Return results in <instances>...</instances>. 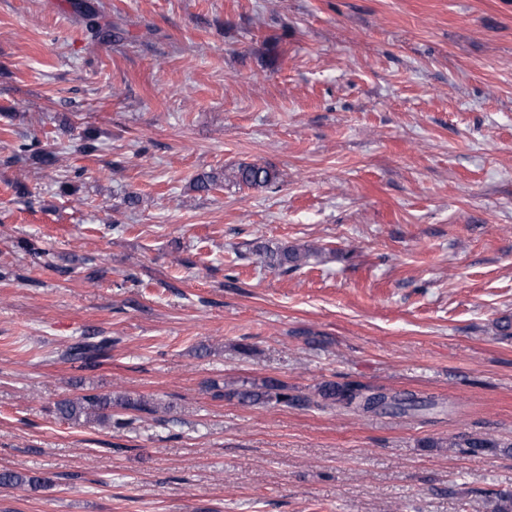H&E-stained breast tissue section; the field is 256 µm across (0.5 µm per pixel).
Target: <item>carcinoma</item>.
Instances as JSON below:
<instances>
[{
	"label": "carcinoma",
	"instance_id": "carcinoma-1",
	"mask_svg": "<svg viewBox=\"0 0 512 512\" xmlns=\"http://www.w3.org/2000/svg\"><path fill=\"white\" fill-rule=\"evenodd\" d=\"M84 19L87 30L93 38L98 37L106 28V25L100 21L97 11L88 4L84 6ZM18 151L21 155L29 152L39 157L41 162L47 164L52 162L53 159V154L40 147L36 140L21 144ZM231 179L236 184L249 188H266L276 182L278 174L267 166L244 163L234 169ZM258 251L265 254L266 263L273 269H286L306 257V253L295 247H284L273 251L264 246L258 248ZM111 353L112 337L82 336L62 352L61 358L78 363L82 368H88L110 357ZM226 396L235 398L242 404H283L303 408L311 405L340 403L365 410L367 404L379 397V394L355 382L340 384L328 381L319 386L315 395L310 396L301 392L290 393L287 386L275 380H266L259 386L230 391L226 393ZM114 405L149 414L156 412L155 407L143 399L135 401L130 398L112 399L107 396L85 395L78 399L64 398L58 401L56 403V414L59 418L68 421H77L83 415L88 418L95 416L99 419H105L107 418L105 411ZM445 444L450 448H469L473 452H483L490 448L501 447V443L483 437L455 438L446 443L434 438L423 440V446L427 448H441ZM45 483L46 480L41 477L29 476L21 472L4 471L0 473V487L3 488L28 486L37 489Z\"/></svg>",
	"mask_w": 512,
	"mask_h": 512
}]
</instances>
